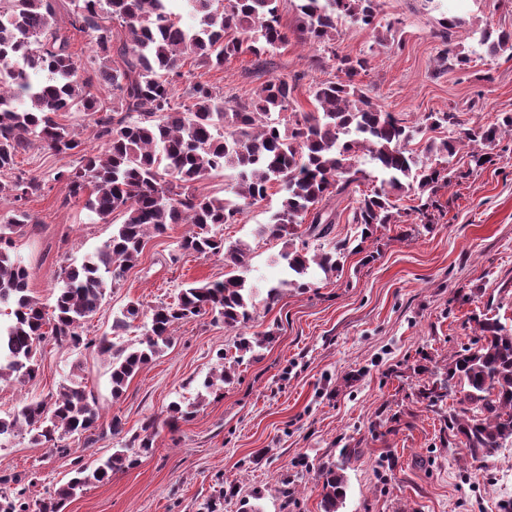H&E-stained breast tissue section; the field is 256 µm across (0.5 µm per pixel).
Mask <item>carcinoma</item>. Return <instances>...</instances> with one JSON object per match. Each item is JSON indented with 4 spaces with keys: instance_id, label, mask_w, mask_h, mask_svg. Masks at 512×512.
Returning a JSON list of instances; mask_svg holds the SVG:
<instances>
[{
    "instance_id": "cac0c4a2",
    "label": "carcinoma",
    "mask_w": 512,
    "mask_h": 512,
    "mask_svg": "<svg viewBox=\"0 0 512 512\" xmlns=\"http://www.w3.org/2000/svg\"><path fill=\"white\" fill-rule=\"evenodd\" d=\"M170 2L71 0L73 8L59 18L56 0H0V200L12 205L10 217L0 224V317H6L0 322V381L34 379L39 347L48 338L58 344H95L110 358L112 396L118 398L143 367L170 348L175 324L209 316L215 324L239 328L254 320V292L244 276L250 246L226 244L219 228L236 223L272 187L282 198L259 235L283 242L281 258L290 278L268 289V306L282 288H310L313 268L326 275L341 272L346 254L360 252L374 228L402 223L405 197L418 199L411 211L429 228L431 195L458 177L453 161L459 150L472 146L471 162L481 167L504 139H512L509 112L476 131L450 110L430 112L414 123L382 110L356 82L367 59L340 57L333 49L336 79L310 91L314 109L309 112L294 107L295 76L267 81L247 101L228 100L219 88L189 80L183 67L221 68L232 56H259L287 42L280 0H184L197 20L188 28ZM299 2L298 41L304 45L328 46L348 18L381 26L379 0ZM78 34L93 43L86 65L72 51ZM473 35L488 57L512 46L509 30L484 27ZM437 62L451 71L468 65L471 56L445 48ZM38 73L47 79L33 81ZM95 87L108 95H95ZM68 112L91 117L100 149L87 150L73 127L61 122ZM439 128L446 135L426 141L425 157L409 148L423 131ZM36 144L56 155L79 156L51 178L65 186L66 200L83 202L104 223L115 213L124 217L102 248L61 269L50 307L30 295L29 270L13 253L14 238L39 223L28 202L48 184L17 171L19 155ZM362 157L381 178L357 200L352 223L360 236L352 248L349 240L329 239L336 218L324 203L366 179L359 168ZM223 171L231 172L224 197L199 192L201 183ZM304 223L308 227L301 234ZM171 224L195 227L179 241V249L224 259V279L183 288L173 301L148 311L129 301L112 331H127L146 319V332L136 344L118 347L105 336L85 340L79 329L101 308L108 285L134 266L150 234L161 235ZM310 238L318 247H309ZM474 321L478 335L450 357L422 395L431 407L458 396V407L445 416L447 443L459 441L472 462L481 463L512 442V327L494 317ZM231 380L227 368L213 370L198 402L169 404V423L190 417L204 393ZM155 424L147 419L129 445L79 467L39 503L38 512H64L70 499L149 453ZM22 430L33 445L65 452L66 439L90 446L120 433L122 423L116 417L102 421L94 397L75 374L49 399L27 401L17 413L0 416V443ZM320 480L322 512H339L346 497L339 468H323ZM29 508L23 491L0 487V512Z\"/></svg>"
}]
</instances>
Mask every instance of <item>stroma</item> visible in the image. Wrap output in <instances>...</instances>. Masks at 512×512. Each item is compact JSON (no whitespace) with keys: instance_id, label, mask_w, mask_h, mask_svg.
I'll use <instances>...</instances> for the list:
<instances>
[{"instance_id":"1","label":"stroma","mask_w":512,"mask_h":512,"mask_svg":"<svg viewBox=\"0 0 512 512\" xmlns=\"http://www.w3.org/2000/svg\"><path fill=\"white\" fill-rule=\"evenodd\" d=\"M288 40L277 49L226 60L204 81L225 97L250 98L266 81L299 75L295 93L312 110L310 89L335 71L320 51L295 33L297 0H282ZM391 24L387 47L373 29L339 25L338 55L367 57L357 81L382 109L411 122L455 108L468 127L512 113V50L440 72L443 18L460 17L451 47L472 45L473 30H512V0H381ZM437 192L432 230L390 224L367 240L366 252L347 258L342 273L317 276L313 288L285 289L266 305L262 293L287 278L282 243L258 235L279 202L277 190L224 227V239L250 245L248 280L260 292L253 323L238 331L196 318L174 325V341L113 398L108 357L95 348L45 341L38 377L0 382V415L45 399L71 374L94 394L104 420L119 417L120 433L91 447L69 441L67 453L33 447L26 434L0 449V477L28 487L32 503L46 499L80 466L106 458L157 420L154 448L132 468L113 473L68 502L64 512H322L320 470L341 468L347 497L341 512H512V445L471 464L462 445L443 441L441 413L421 390L462 344L477 334L475 316L512 326V141L492 162L470 169ZM63 185L33 198L38 221L16 238L30 270L29 287L52 304L62 267L80 262L112 235V222H91L81 203L62 205ZM187 224L151 236L135 266L108 289L85 323L90 338L112 334V321L129 300L143 309L174 299L194 281L220 280L224 262L184 254ZM272 332L271 340L235 366L233 383L209 394L189 421L169 424L171 402L194 400L220 357H233L239 336Z\"/></svg>"}]
</instances>
